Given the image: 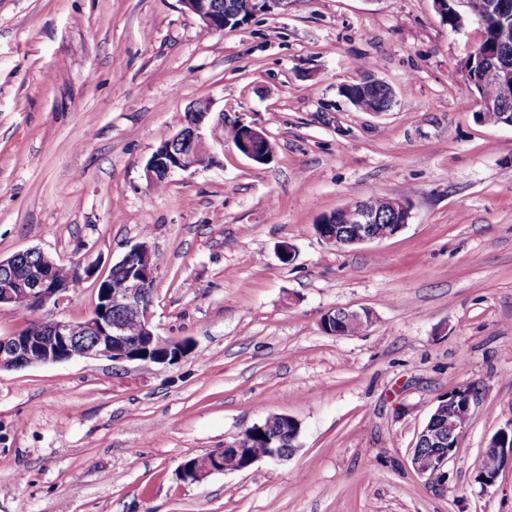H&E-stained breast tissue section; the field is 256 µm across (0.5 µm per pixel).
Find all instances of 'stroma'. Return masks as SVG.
<instances>
[{
	"mask_svg": "<svg viewBox=\"0 0 512 512\" xmlns=\"http://www.w3.org/2000/svg\"><path fill=\"white\" fill-rule=\"evenodd\" d=\"M480 38L433 0H295L209 35L179 0H0V258L38 248L104 276L149 241L153 324L189 343L170 365L0 371V512H512V470L478 478L512 421V127L479 117L464 62ZM367 61L390 111L341 93ZM200 100L215 164L148 188L147 161ZM240 121L267 131L268 162L237 151ZM370 193L410 202L400 233L318 237ZM96 288L1 310L0 336L82 319ZM339 307L375 321L325 334ZM467 380L482 399L439 490L411 450ZM271 414L301 426L290 459L182 479Z\"/></svg>",
	"mask_w": 512,
	"mask_h": 512,
	"instance_id": "35a3bbf8",
	"label": "stroma"
}]
</instances>
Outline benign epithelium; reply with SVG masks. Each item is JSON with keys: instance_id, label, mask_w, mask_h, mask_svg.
<instances>
[{"instance_id": "benign-epithelium-1", "label": "benign epithelium", "mask_w": 512, "mask_h": 512, "mask_svg": "<svg viewBox=\"0 0 512 512\" xmlns=\"http://www.w3.org/2000/svg\"><path fill=\"white\" fill-rule=\"evenodd\" d=\"M185 11L197 16L202 28L222 32L232 24L224 16V0H178ZM293 0H254L253 15L275 14L288 11ZM196 121L163 140L148 160L144 176L149 186L168 181L179 172L214 162L207 153L202 130L210 112V104L199 102L190 108ZM239 153L254 162H266L273 154V144L267 132L253 125L239 123ZM411 219V205L401 197L387 199L386 206L372 210L365 205L351 204L340 208L337 223L353 224L356 234L344 238L330 224L321 225L318 236L326 244L345 248L375 240L390 238L403 230ZM61 266L55 258L38 248L19 251L0 258V311L7 308H25L38 311L52 304L59 306L67 299L71 288L83 278L93 275L92 268L81 261L71 263L72 274L66 278L55 276ZM157 266L150 244L146 241L131 247L112 265L109 275L97 280V301L91 314L82 321L57 319L29 324L23 334L0 336V371L68 361L75 358H106L114 362L150 361L172 364L180 360L185 342L165 340L155 333L153 326L154 301L148 296L154 285ZM135 324L136 335H129V323ZM373 322V313L366 309L337 308L328 311L321 320L323 332L332 336H346L349 329H362ZM481 397L475 393L472 381H466L449 391L434 408L411 451L415 472L426 484L441 487L447 476L448 462L455 456L459 442L468 431L475 406ZM283 419L294 427L299 436L300 424L286 414H273L263 422L245 429L231 443L224 444L237 452L235 472L249 470L262 460L283 461L290 458L296 448L275 449L274 439L265 442L267 452L244 450V443L252 442ZM481 459L493 461L491 468L479 469L480 482L495 484L501 472L512 469V421L500 428L483 448ZM224 471L219 456L209 454L196 459L182 469L184 479L200 482L209 475Z\"/></svg>"}]
</instances>
